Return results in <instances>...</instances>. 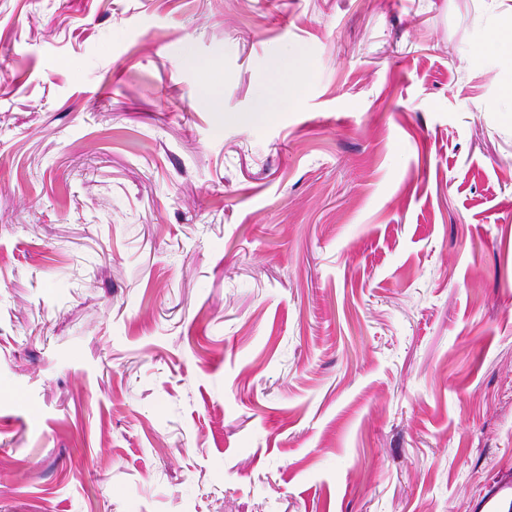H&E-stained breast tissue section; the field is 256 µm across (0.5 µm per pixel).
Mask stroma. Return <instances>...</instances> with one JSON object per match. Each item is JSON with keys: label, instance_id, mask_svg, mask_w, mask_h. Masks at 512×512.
<instances>
[{"label": "stroma", "instance_id": "1", "mask_svg": "<svg viewBox=\"0 0 512 512\" xmlns=\"http://www.w3.org/2000/svg\"><path fill=\"white\" fill-rule=\"evenodd\" d=\"M495 39L512 0H0V512L512 477Z\"/></svg>", "mask_w": 512, "mask_h": 512}]
</instances>
